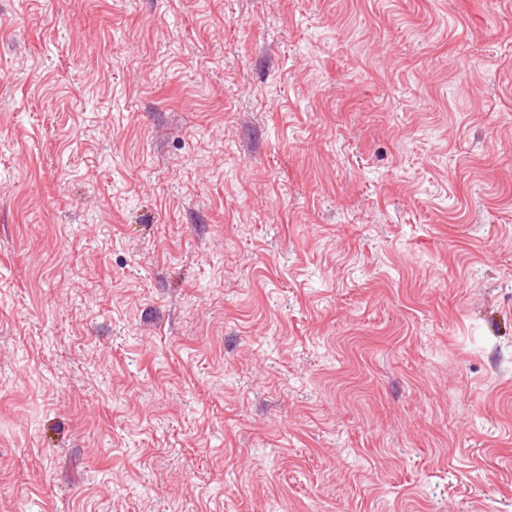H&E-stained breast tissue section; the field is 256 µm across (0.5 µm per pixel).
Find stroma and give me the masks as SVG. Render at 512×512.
Masks as SVG:
<instances>
[{"instance_id": "1", "label": "stroma", "mask_w": 512, "mask_h": 512, "mask_svg": "<svg viewBox=\"0 0 512 512\" xmlns=\"http://www.w3.org/2000/svg\"><path fill=\"white\" fill-rule=\"evenodd\" d=\"M0 512H512V0H0Z\"/></svg>"}]
</instances>
